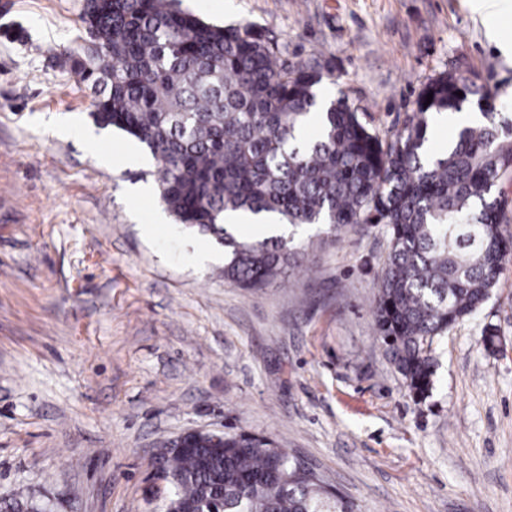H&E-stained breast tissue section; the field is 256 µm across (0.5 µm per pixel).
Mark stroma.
Segmentation results:
<instances>
[{
  "label": "stroma",
  "mask_w": 512,
  "mask_h": 512,
  "mask_svg": "<svg viewBox=\"0 0 512 512\" xmlns=\"http://www.w3.org/2000/svg\"><path fill=\"white\" fill-rule=\"evenodd\" d=\"M83 0H0V500L52 512H162L154 455L190 431L268 437L356 512H512V263L482 311L435 344L410 398L372 317L388 240L313 238L259 290L198 265L131 137L97 128L60 58ZM200 19L273 32L379 135L429 78L477 79L512 105V63L467 0H184ZM508 350L481 344L486 324Z\"/></svg>",
  "instance_id": "1"
}]
</instances>
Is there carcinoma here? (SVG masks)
<instances>
[{
    "label": "carcinoma",
    "mask_w": 512,
    "mask_h": 512,
    "mask_svg": "<svg viewBox=\"0 0 512 512\" xmlns=\"http://www.w3.org/2000/svg\"><path fill=\"white\" fill-rule=\"evenodd\" d=\"M80 22L89 42L77 36L64 57L95 94V123L151 153L160 200L224 248L225 280L262 288L297 267L294 235L305 226L336 233L372 223L389 235L372 314L408 395L427 398L435 340L481 311L512 257L494 193L512 171V116L489 103L431 157L434 114L492 99L474 80L429 79L412 115L383 139L344 92L318 102L322 71L289 62L254 24L207 23L180 0H84ZM317 108L318 134L306 139ZM237 212L274 213L290 232L241 241L224 223ZM164 470L171 512H354L288 450L244 432L196 437ZM0 512L51 510L16 499Z\"/></svg>",
    "instance_id": "1"
}]
</instances>
